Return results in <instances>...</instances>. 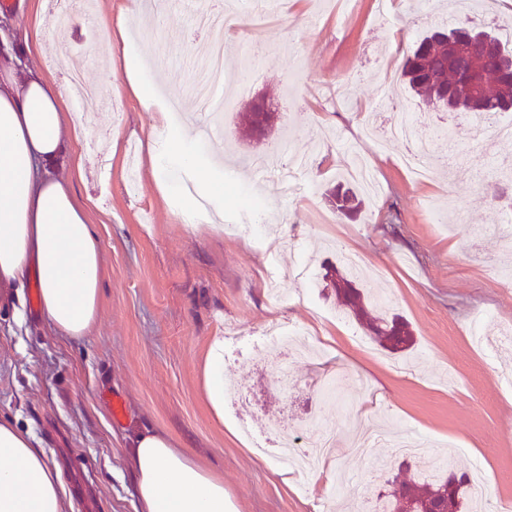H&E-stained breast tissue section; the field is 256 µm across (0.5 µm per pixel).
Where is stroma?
<instances>
[{"instance_id": "obj_1", "label": "stroma", "mask_w": 512, "mask_h": 512, "mask_svg": "<svg viewBox=\"0 0 512 512\" xmlns=\"http://www.w3.org/2000/svg\"><path fill=\"white\" fill-rule=\"evenodd\" d=\"M8 0V32L44 33L27 58L30 68L65 81L60 56L99 84L111 71L113 92L96 108V131L78 146L84 176L79 196L103 200L111 215L91 219L102 248V305L93 332L70 340L55 335L39 309L35 286L0 306V419L28 430L35 447L57 463L67 512H135L129 441L148 427L169 437L221 475L236 512H344L361 485L384 491L377 473L394 448L378 442L360 453L350 446L349 409L371 415L386 432L419 438L459 472L481 466L488 493L512 500V389L500 351L472 335L476 312L488 325L512 330V287L500 272L498 229L512 213V139L496 141L478 163L471 144L452 161H438L432 178L417 180L402 164L399 143L363 136L366 121L398 120L380 110V92L394 103L412 100L399 81L402 59L434 25L498 26L499 0H473L451 15L449 0H280L273 9L237 0L249 26L230 30L239 45L226 67L255 63L250 80L220 90L224 107L200 108L197 64L212 34L200 28L182 0H151L130 20L131 66L118 63L121 46L96 41L93 29L56 31L53 0L36 12ZM398 45H391V32ZM150 65L171 91L173 124H210L218 164L178 170L165 152L149 154L154 114L133 94L128 69ZM265 99L276 119L264 138L246 139L239 114ZM289 144L308 153L284 191L278 169L258 172L251 158ZM224 187V228H190L179 213L197 184ZM363 200L348 218L329 195L336 185ZM241 224H264L281 247L269 254L240 234ZM362 257L354 286L367 307L408 324L413 344L392 353L368 338L337 309L328 284L342 250ZM277 274L280 300L264 280ZM307 330L318 356L298 355L287 386L254 340L276 325ZM224 339V377L240 383L262 420L285 422L307 435L312 422L336 432L330 463L306 477L257 455L238 435L233 410L216 417L201 391V365L213 337ZM120 398L121 418L110 401Z\"/></svg>"}]
</instances>
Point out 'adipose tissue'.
<instances>
[{
    "instance_id": "1",
    "label": "adipose tissue",
    "mask_w": 512,
    "mask_h": 512,
    "mask_svg": "<svg viewBox=\"0 0 512 512\" xmlns=\"http://www.w3.org/2000/svg\"><path fill=\"white\" fill-rule=\"evenodd\" d=\"M42 33L15 48L0 30V294L36 278L49 328L79 339L93 329L101 297V245L88 219L89 204L74 192L83 159L74 146L89 120L69 105V92L30 69L24 52ZM158 137L177 144L176 162L197 169L208 158L188 129L156 115ZM204 394L224 415V340L215 338L202 367ZM137 512H231L224 480L166 436L145 428L131 441ZM56 462L33 447L30 433L0 420V512H65Z\"/></svg>"
}]
</instances>
